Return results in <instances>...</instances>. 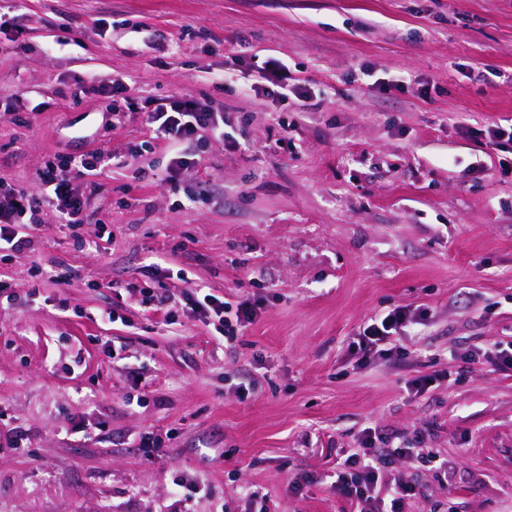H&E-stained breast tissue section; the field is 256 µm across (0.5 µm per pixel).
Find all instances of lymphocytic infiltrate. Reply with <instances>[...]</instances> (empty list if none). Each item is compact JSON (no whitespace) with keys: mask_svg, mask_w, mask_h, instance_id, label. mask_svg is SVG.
Wrapping results in <instances>:
<instances>
[{"mask_svg":"<svg viewBox=\"0 0 512 512\" xmlns=\"http://www.w3.org/2000/svg\"><path fill=\"white\" fill-rule=\"evenodd\" d=\"M256 80L250 90L263 100L285 102L294 98L303 107H310L314 94L310 88L293 78L287 66L278 58H253ZM147 122L156 139L165 141L175 150L170 159L171 171L187 165L190 149L201 133L223 135L224 113L193 95L174 94L149 98ZM111 153L101 150L87 156L70 158L66 167L46 165L38 173V183L51 192L48 203L66 224H82L87 219L86 198L72 185L73 177L104 170L113 164ZM42 208L37 197L26 190L0 191V253L17 252L26 244L28 229L41 224ZM182 306L192 314L218 322L224 339L234 342L239 326L257 316L261 303L245 299L236 303L224 301L204 289L183 290ZM419 310L399 305L387 313L370 318L360 329L355 346L362 355L380 353L400 335L408 323L420 318ZM419 458L432 463L436 470L446 464L434 452L420 448H376L371 439H363L361 447L352 449L338 462L331 487L338 498L355 503L357 512H412L419 496L415 484L399 478H387L386 473L400 458Z\"/></svg>","mask_w":512,"mask_h":512,"instance_id":"obj_1","label":"lymphocytic infiltrate"}]
</instances>
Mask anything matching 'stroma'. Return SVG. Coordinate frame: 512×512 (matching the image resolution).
Here are the masks:
<instances>
[{
    "label": "stroma",
    "mask_w": 512,
    "mask_h": 512,
    "mask_svg": "<svg viewBox=\"0 0 512 512\" xmlns=\"http://www.w3.org/2000/svg\"><path fill=\"white\" fill-rule=\"evenodd\" d=\"M256 53L317 109L244 94ZM115 73L132 99L98 93ZM1 86V188L141 157L95 175L91 223L44 206L0 257V512H356L328 476L367 430L447 458L395 462L416 512H512V374L474 356L512 343V154L477 135L512 124V0H0ZM184 91L240 145L206 137L171 178L145 99ZM187 280L261 309L228 344L147 302ZM398 305L423 322L362 359ZM422 317V312L417 308L412 309L411 305H399L385 314L371 317L359 330L357 341L353 343L354 348L363 356L386 351L380 347L391 344L408 323Z\"/></svg>",
    "instance_id": "1"
}]
</instances>
